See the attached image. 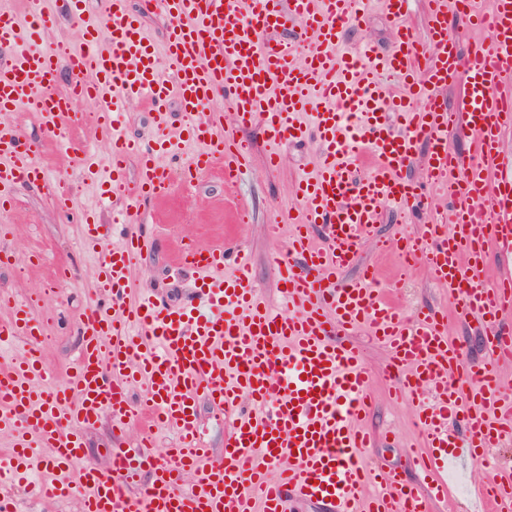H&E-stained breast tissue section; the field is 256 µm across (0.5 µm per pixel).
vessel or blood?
Segmentation results:
<instances>
[{
	"mask_svg": "<svg viewBox=\"0 0 512 512\" xmlns=\"http://www.w3.org/2000/svg\"><path fill=\"white\" fill-rule=\"evenodd\" d=\"M167 20L163 43L146 33L127 0H102L90 22L91 0H27L18 19L0 0V211L18 184L51 188L49 170L11 122L13 112H36L60 150H68L66 123L75 99L96 105V132L106 158L73 157L81 179L101 194L123 190L130 160L137 187L125 204L121 245L108 247L95 212L83 218L84 248L95 255V279L109 301H93L81 318L82 344L65 386L45 391L51 371L41 346L42 323L15 301L0 323V352L24 340V354L0 364V431L12 444L0 454V472L26 477L32 451H51V478L39 497L79 500V512H285L289 499L324 504L328 512H429L419 486L396 473L364 469L358 449L370 437L357 427L369 407L371 373L361 352L342 336L366 330L388 352L387 373L397 396L418 394L416 426L428 450L418 460L438 495L449 458L486 462L485 451L512 440V391L494 366L512 359V271L487 278V251L512 245V177L499 174V141L512 125V0H431L428 44L406 20L405 0H383L395 32L384 53L340 50V36L363 21L366 0H152ZM463 27L487 38L467 59L458 54ZM65 14L82 31L78 48L58 55L32 47L34 35ZM294 23L309 49L271 32ZM71 77L55 90L60 72ZM401 78L392 97L380 74ZM462 79L465 113L448 111L436 92ZM224 98L234 126L218 124L211 106ZM145 101L161 135L130 138L122 118L127 103ZM178 104L184 123L165 135L168 109ZM261 123L271 142L314 137L321 148L314 174L294 186L299 219L287 252L270 264L283 285L289 312H274L261 295L239 248L193 247L183 265L196 279L191 299L173 308L149 297L127 302L129 275L145 240L137 231L139 203L165 196L169 170L157 157L185 146V177L223 164L233 175L247 147L236 130ZM463 124L472 136L470 158L448 147V129ZM429 146L428 173L448 197L439 223L404 240L405 262H426L461 313L479 319L491 351L487 362L464 361L444 322L431 314L408 320L390 295L397 281L372 269L345 281L384 202L405 209L423 204L419 185L405 179L420 143ZM320 228L322 245L310 231ZM235 269L225 273L227 259ZM144 382V406L129 399ZM225 416L223 453L203 441L200 400ZM112 432L144 422L143 444L118 453L108 467L85 459L83 431L102 415ZM177 437L164 457L151 449L154 430ZM375 485L366 494L367 485ZM494 512H512V466L492 469L478 488Z\"/></svg>",
	"mask_w": 512,
	"mask_h": 512,
	"instance_id": "obj_1",
	"label": "vessel or blood"
}]
</instances>
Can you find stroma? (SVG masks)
Listing matches in <instances>:
<instances>
[{
  "mask_svg": "<svg viewBox=\"0 0 512 512\" xmlns=\"http://www.w3.org/2000/svg\"><path fill=\"white\" fill-rule=\"evenodd\" d=\"M393 38L381 0H371L365 20L346 30L341 43L346 50L368 43L383 52L389 49ZM11 120L34 144L42 165L56 174L70 172L69 162L58 154L53 137L33 112L13 113ZM236 136L249 146L248 164L241 174L228 181L223 168L217 167L198 176L192 203L186 209L178 208L168 196L143 206V224L152 240L132 266L128 302H137L143 294L152 293L172 306L185 303L192 293L194 275L181 269V249L189 242L208 247L231 241L249 256L254 279L266 298L276 308H283L269 257L273 250L287 251L291 225L283 223L275 239L268 236L266 226L280 210L297 209L293 185L302 172L314 168L318 147L311 140L271 145L262 126L257 124L238 128ZM274 149L282 156L276 168L267 164L268 154ZM76 197L74 208L67 211L54 206L46 191L21 185L15 191L12 208L0 215L8 225L7 235L0 237V252L10 257L9 264H0V320L8 317L11 298L29 300L35 316L44 324V360L60 380L67 376L78 354L79 317L97 291L94 260L80 244L82 212L99 208L101 223L110 226L122 223L125 208L119 199L100 207L96 190L84 183L79 184ZM433 215L430 209L409 212L391 203L384 204L375 226L384 249H377L375 243L362 246L345 276L354 278L369 266L379 268L383 278L401 280L402 286L393 296L396 305L413 316L430 310L445 317L447 333L464 358L486 360L482 325L456 310L447 289L433 280L425 263L409 266L397 255L403 237L417 234L419 226ZM64 268L71 270L74 279L69 286L59 288L55 282ZM352 341L361 348L374 375L372 406L363 423L373 434L374 442L363 450L362 462L397 472L409 482L420 484L424 494L431 497V512H474V496L463 495L459 488L460 483L475 482L470 464L464 461L457 460L448 466L447 499L432 497V482L422 480L411 460L413 447L421 442L414 426L413 399H394L385 379L388 353L382 346L363 330ZM139 440L140 434L134 428L123 437L114 438L110 416H102L85 432L86 458L101 466L109 465L113 448H133Z\"/></svg>",
  "mask_w": 512,
  "mask_h": 512,
  "instance_id": "1",
  "label": "stroma"
}]
</instances>
